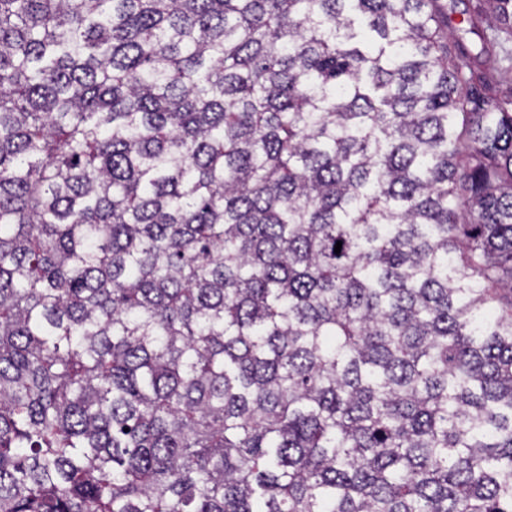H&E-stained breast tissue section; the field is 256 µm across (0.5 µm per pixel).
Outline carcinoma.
Listing matches in <instances>:
<instances>
[{"mask_svg":"<svg viewBox=\"0 0 512 512\" xmlns=\"http://www.w3.org/2000/svg\"><path fill=\"white\" fill-rule=\"evenodd\" d=\"M489 2L0 0V512H512Z\"/></svg>","mask_w":512,"mask_h":512,"instance_id":"1","label":"carcinoma"}]
</instances>
